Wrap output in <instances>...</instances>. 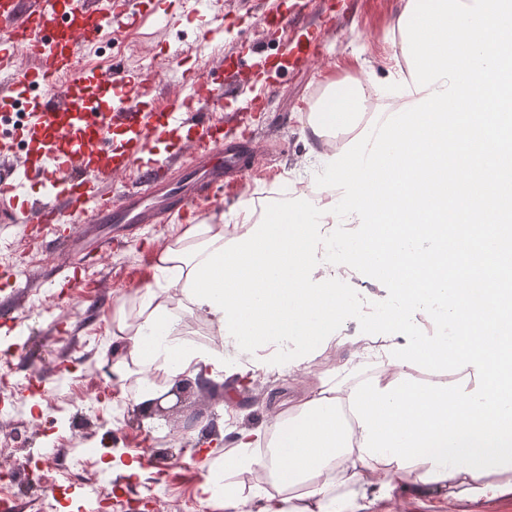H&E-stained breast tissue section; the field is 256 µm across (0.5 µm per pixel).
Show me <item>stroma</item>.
<instances>
[{
	"label": "stroma",
	"mask_w": 512,
	"mask_h": 512,
	"mask_svg": "<svg viewBox=\"0 0 512 512\" xmlns=\"http://www.w3.org/2000/svg\"><path fill=\"white\" fill-rule=\"evenodd\" d=\"M223 30L212 43L202 41L195 22L173 19L165 27L151 18L136 22L118 18L105 36L107 50L90 55L89 66L113 61L132 78L150 76L147 106L171 100L177 87L161 64L181 59L190 76L222 80L236 77L252 93L272 85L266 109L249 113L244 138L252 153L242 170V187L224 191L225 206L240 196L254 199L257 209L270 201L264 196L307 151L293 118L318 95L325 81L357 76L354 48H363L367 68L385 78L384 59L390 52L385 35L397 0H222ZM300 13L306 24L320 26L319 55L289 62V43L304 39V27L282 30V15ZM182 227L181 222L151 224L111 245L108 224H59L60 233L75 241L74 248L55 242L53 234L40 240L26 235L22 225L5 228L0 240V269L24 272V294L0 279V384L13 391L15 408L0 410L1 484L11 491L16 512H226L223 500L208 489L213 478L201 445L232 448L234 433H219L224 416L242 427L261 428L271 412L287 411L300 387L287 371L262 369L255 382L242 384L229 374L223 384L192 386L176 408L155 422H146L111 375L113 316L121 300L148 284L154 258ZM89 255L90 283L81 293L54 286L53 263ZM194 429H187L188 421ZM87 448L78 457L74 447ZM136 460L139 473L112 467L114 459ZM37 461L45 489H30L19 473ZM68 470L72 485L101 484L99 499L63 505L57 479ZM395 512H512V500L449 506L447 500L426 495L405 499Z\"/></svg>",
	"instance_id": "35a3bbf8"
}]
</instances>
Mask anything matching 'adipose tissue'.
Returning a JSON list of instances; mask_svg holds the SVG:
<instances>
[{"instance_id":"ef3b65f1","label":"adipose tissue","mask_w":512,"mask_h":512,"mask_svg":"<svg viewBox=\"0 0 512 512\" xmlns=\"http://www.w3.org/2000/svg\"><path fill=\"white\" fill-rule=\"evenodd\" d=\"M397 110L366 113L384 88L365 71L329 82L295 113L308 150L289 202L243 199L188 225L157 252L161 285L118 307L112 374L149 411L179 378L223 382L251 355L308 378L318 357L350 347L287 414L236 429L215 472L230 512H364L400 495L449 503L512 497V0H399L388 33ZM352 246L334 255L337 230ZM391 284L394 338L349 335L343 284L366 269ZM444 301L452 335L414 330ZM204 319L214 346H186ZM436 374L418 382L419 368Z\"/></svg>"}]
</instances>
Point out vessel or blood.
I'll return each mask as SVG.
<instances>
[{"label":"vessel or blood","instance_id":"b4317fda","mask_svg":"<svg viewBox=\"0 0 512 512\" xmlns=\"http://www.w3.org/2000/svg\"><path fill=\"white\" fill-rule=\"evenodd\" d=\"M140 0H0V112L16 104L21 85H39L43 95L26 105L19 134L33 153L29 163L0 158V224H56L64 214L80 223L111 224L116 234L139 224H156L184 211L200 194L211 203L224 197V176L239 169V143L225 141L221 126L200 120L218 110L235 85L205 78H180L177 97L161 113L145 110V81L126 79L121 68L105 67L113 97L90 104L80 62L112 28L116 14H134ZM33 60L15 66L17 51ZM126 140L112 147L110 135ZM142 179L119 198L106 193L121 172ZM39 175L42 198L31 197Z\"/></svg>","mask_w":512,"mask_h":512}]
</instances>
